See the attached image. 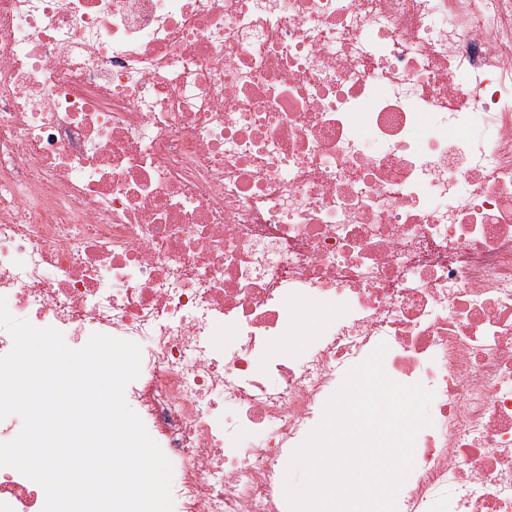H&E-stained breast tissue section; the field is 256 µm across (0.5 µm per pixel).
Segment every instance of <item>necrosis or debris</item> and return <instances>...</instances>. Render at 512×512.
Masks as SVG:
<instances>
[{
    "instance_id": "necrosis-or-debris-1",
    "label": "necrosis or debris",
    "mask_w": 512,
    "mask_h": 512,
    "mask_svg": "<svg viewBox=\"0 0 512 512\" xmlns=\"http://www.w3.org/2000/svg\"><path fill=\"white\" fill-rule=\"evenodd\" d=\"M2 295L150 339L178 512H288L382 343L435 394L398 512H512V0H0Z\"/></svg>"
}]
</instances>
